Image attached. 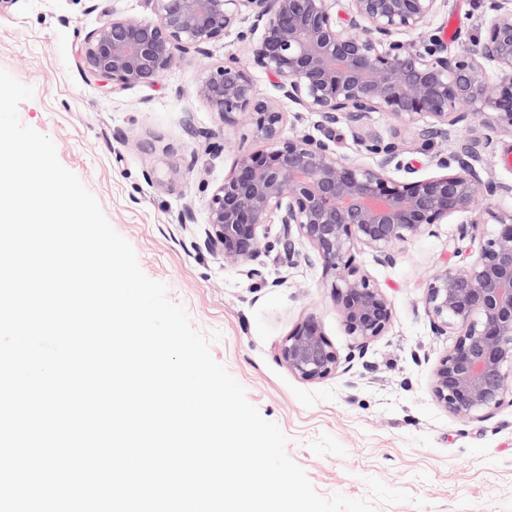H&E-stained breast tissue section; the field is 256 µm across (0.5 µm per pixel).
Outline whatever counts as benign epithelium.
I'll use <instances>...</instances> for the list:
<instances>
[{
  "mask_svg": "<svg viewBox=\"0 0 512 512\" xmlns=\"http://www.w3.org/2000/svg\"><path fill=\"white\" fill-rule=\"evenodd\" d=\"M336 2L150 0L154 17L144 20L105 9L78 59L89 80L151 86L174 66L178 48L202 52L231 28L249 44L247 59L228 56L195 89L224 124L247 122L260 143L236 155L213 191L203 245L253 275L274 248L290 265L320 262L352 353L341 357L322 324L307 318L276 348L302 381L348 372L393 323L385 288L355 263L357 247L390 265L396 244L471 213L458 228V260L432 272L423 302L434 332L455 336L433 370L434 398L460 421L486 420L512 404V211L492 205L507 188L474 161L484 145L477 127L512 131V0H497L483 41L463 56L393 39L425 28L443 0H346L341 15ZM253 65L276 80L281 98L256 94ZM283 98L318 116L322 137L283 138ZM373 112L418 125L427 140L455 126L469 135L437 174L396 179L391 166L402 140L371 130ZM341 123L382 155L379 164H353L338 153Z\"/></svg>",
  "mask_w": 512,
  "mask_h": 512,
  "instance_id": "benign-epithelium-1",
  "label": "benign epithelium"
}]
</instances>
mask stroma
<instances>
[{
	"instance_id": "35a3bbf8",
	"label": "stroma",
	"mask_w": 512,
	"mask_h": 512,
	"mask_svg": "<svg viewBox=\"0 0 512 512\" xmlns=\"http://www.w3.org/2000/svg\"><path fill=\"white\" fill-rule=\"evenodd\" d=\"M492 0H443L430 23L400 41L434 43L464 54L484 37ZM88 0H6L0 5V68L33 88L18 108L21 122L49 136L60 163L97 198L112 227L132 245L147 277L166 284L202 333L220 332L213 357L245 388L250 403L288 438L286 451L316 490L329 497L365 496L366 477L405 490L410 502L375 503V512H512V406L485 421L464 423L431 392L439 358L452 335L433 332L423 293L429 273L450 258L464 215L396 246L393 265L359 248L356 262L386 289L394 310L389 330L349 372L302 381L274 357V348L308 317H316L340 354L352 340L325 286L321 264L288 265L277 252L261 258L260 276L225 265L203 239L213 189L237 153L258 148L247 123L225 125L194 94L196 84L229 55H245L236 30L206 53L180 50L152 87L111 88L88 81L75 51L100 23ZM192 116L210 139L190 137ZM371 126L398 131L402 166L416 176L438 171L458 151L463 130L431 141L383 113ZM478 162L484 176L512 186V131L483 128ZM196 221L180 223L185 201Z\"/></svg>"
}]
</instances>
